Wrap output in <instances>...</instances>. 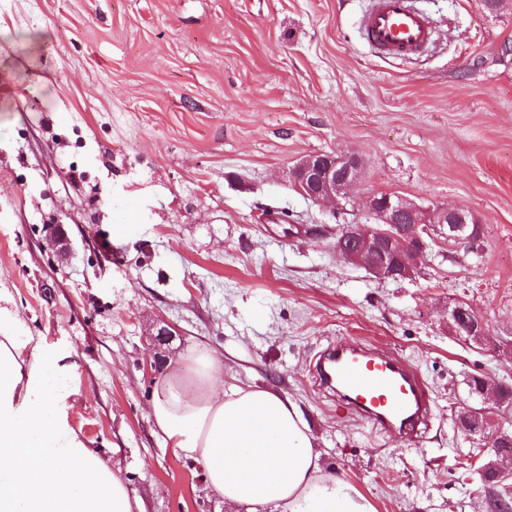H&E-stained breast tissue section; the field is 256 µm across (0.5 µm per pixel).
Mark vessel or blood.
Returning a JSON list of instances; mask_svg holds the SVG:
<instances>
[{
	"instance_id": "vessel-or-blood-1",
	"label": "vessel or blood",
	"mask_w": 512,
	"mask_h": 512,
	"mask_svg": "<svg viewBox=\"0 0 512 512\" xmlns=\"http://www.w3.org/2000/svg\"><path fill=\"white\" fill-rule=\"evenodd\" d=\"M358 33L375 54L399 61L420 56L435 35L413 0H370ZM312 378L375 428L414 436L429 418L427 384L413 365L395 353H375L364 343L340 340L318 356Z\"/></svg>"
}]
</instances>
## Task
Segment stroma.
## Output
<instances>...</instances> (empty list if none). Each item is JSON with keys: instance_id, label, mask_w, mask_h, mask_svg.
<instances>
[{"instance_id": "stroma-1", "label": "stroma", "mask_w": 512, "mask_h": 512, "mask_svg": "<svg viewBox=\"0 0 512 512\" xmlns=\"http://www.w3.org/2000/svg\"><path fill=\"white\" fill-rule=\"evenodd\" d=\"M415 2L437 35L403 63L360 41L369 0H0V307L75 367L65 419L143 512H225L148 415L197 346L225 383L290 396L325 470L377 512H479L490 442L455 421L471 377L512 384V0ZM336 152L364 165L344 222L399 195L475 214L480 249L432 246L399 281L339 258L332 206L289 175ZM277 207L292 225L266 219ZM453 302L493 343L449 334ZM342 338L420 370L422 438L373 429L313 382Z\"/></svg>"}]
</instances>
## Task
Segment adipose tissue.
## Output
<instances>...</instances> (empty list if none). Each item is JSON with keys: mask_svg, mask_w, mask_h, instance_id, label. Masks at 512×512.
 Masks as SVG:
<instances>
[{"mask_svg": "<svg viewBox=\"0 0 512 512\" xmlns=\"http://www.w3.org/2000/svg\"><path fill=\"white\" fill-rule=\"evenodd\" d=\"M195 368H172L148 414L176 452L200 464L228 512H376L352 482L326 472L289 396L225 386L215 351H190ZM72 367L26 336L0 307V512H136L120 469L88 447L63 410Z\"/></svg>", "mask_w": 512, "mask_h": 512, "instance_id": "ef3b65f1", "label": "adipose tissue"}]
</instances>
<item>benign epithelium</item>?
<instances>
[{
  "mask_svg": "<svg viewBox=\"0 0 512 512\" xmlns=\"http://www.w3.org/2000/svg\"><path fill=\"white\" fill-rule=\"evenodd\" d=\"M362 160L355 154H317L299 160L291 169V178L305 198L335 209H343L349 190L361 176ZM374 223L346 224L336 232V254L367 269L378 280L411 279L432 243L471 246L480 230L471 213L448 207H423L398 196H372L366 202ZM464 330L470 336L487 335L486 325L476 312L463 316L460 304L448 306V332ZM481 391L484 402H498L501 390L512 385L495 378H484ZM458 429L465 434H483L487 424L461 414Z\"/></svg>",
  "mask_w": 512,
  "mask_h": 512,
  "instance_id": "7a95c632",
  "label": "benign epithelium"
}]
</instances>
